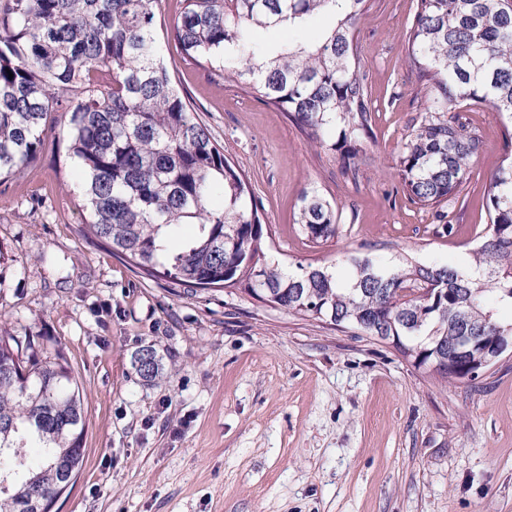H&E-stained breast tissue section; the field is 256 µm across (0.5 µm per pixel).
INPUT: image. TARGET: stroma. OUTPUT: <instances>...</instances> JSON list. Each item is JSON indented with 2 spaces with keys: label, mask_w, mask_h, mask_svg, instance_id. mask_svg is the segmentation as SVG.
Here are the masks:
<instances>
[{
  "label": "stroma",
  "mask_w": 512,
  "mask_h": 512,
  "mask_svg": "<svg viewBox=\"0 0 512 512\" xmlns=\"http://www.w3.org/2000/svg\"><path fill=\"white\" fill-rule=\"evenodd\" d=\"M417 0H370L354 45L375 109L372 165L343 176L285 113L183 61L168 35L182 0H158L169 74L245 171L284 265H331L387 247L468 262L490 179L512 143L492 109L460 117L483 149L459 195L421 208L394 160L424 97L407 61ZM76 165L60 141L0 184V314L63 347L87 407L85 457L51 512H512V354L446 380L391 345L240 288L187 289L79 233ZM341 215L322 246L299 232L303 191ZM452 233H438L440 221ZM152 348L160 374L134 356Z\"/></svg>",
  "instance_id": "1"
}]
</instances>
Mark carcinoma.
Here are the masks:
<instances>
[{
    "instance_id": "carcinoma-1",
    "label": "carcinoma",
    "mask_w": 512,
    "mask_h": 512,
    "mask_svg": "<svg viewBox=\"0 0 512 512\" xmlns=\"http://www.w3.org/2000/svg\"><path fill=\"white\" fill-rule=\"evenodd\" d=\"M173 40L184 60L257 93L339 152L343 174L372 161L373 109L354 50L368 0H182ZM157 0H0V183L70 137L80 233L149 274L206 290L246 283L254 296L388 343L444 378L457 337L512 336V152L487 194L489 224L469 269L397 251L341 268L270 262L245 175L174 88L154 37ZM328 24L308 42L261 46L255 30ZM408 63L424 104L396 158L403 192L438 207L462 190L482 140L458 110L512 122V0H417ZM296 224L312 244L341 232L316 190ZM84 399L60 347L0 327V512H39L60 470L78 472Z\"/></svg>"
}]
</instances>
